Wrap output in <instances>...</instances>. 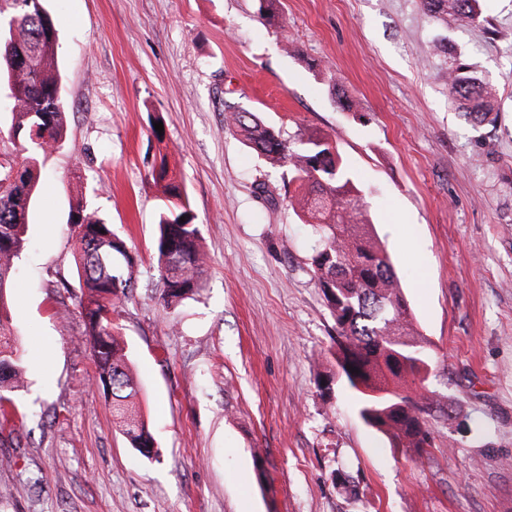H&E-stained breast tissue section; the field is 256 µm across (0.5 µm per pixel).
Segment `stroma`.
<instances>
[{
    "mask_svg": "<svg viewBox=\"0 0 512 512\" xmlns=\"http://www.w3.org/2000/svg\"><path fill=\"white\" fill-rule=\"evenodd\" d=\"M281 2L270 26L259 0H45L67 135L9 284L24 382L0 512H512V0H482L471 25L420 0ZM455 65L492 87L487 121L449 99ZM233 106L290 143L320 131L347 160L431 344L426 396L450 412L422 456L390 448L337 379L288 166L225 125ZM162 151L209 258L174 312L150 284ZM80 199L138 254L118 322L156 460L115 427L59 287Z\"/></svg>",
    "mask_w": 512,
    "mask_h": 512,
    "instance_id": "35a3bbf8",
    "label": "stroma"
}]
</instances>
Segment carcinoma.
<instances>
[{
	"instance_id": "1",
	"label": "carcinoma",
	"mask_w": 512,
	"mask_h": 512,
	"mask_svg": "<svg viewBox=\"0 0 512 512\" xmlns=\"http://www.w3.org/2000/svg\"><path fill=\"white\" fill-rule=\"evenodd\" d=\"M482 0H421L432 17L465 24L483 21ZM0 87L11 100V143L30 152L25 161L0 153V420L16 415L12 393L23 360L10 330L7 286L27 245L29 212L40 175V158L61 145L66 112L60 92L58 33L44 0H0ZM448 94L470 120L492 112L491 92L459 67L448 73ZM226 125L268 162L286 163L296 185L292 207L310 226V257L319 288L335 322L337 375L356 394L359 416L403 454L432 446L433 406L421 394L431 367L429 341L415 330L390 253L378 239L355 177L327 137L310 133L294 144L252 112L230 110ZM161 205L155 238V277L160 301L175 308L203 288L207 255L194 223L190 197L160 154L151 170ZM69 218L85 226L74 239L79 315L93 353L96 387L112 404V416L129 445L150 459L159 456L137 403L139 385L120 345L112 318L138 288V264L125 241L77 203ZM356 372H350V368Z\"/></svg>"
}]
</instances>
